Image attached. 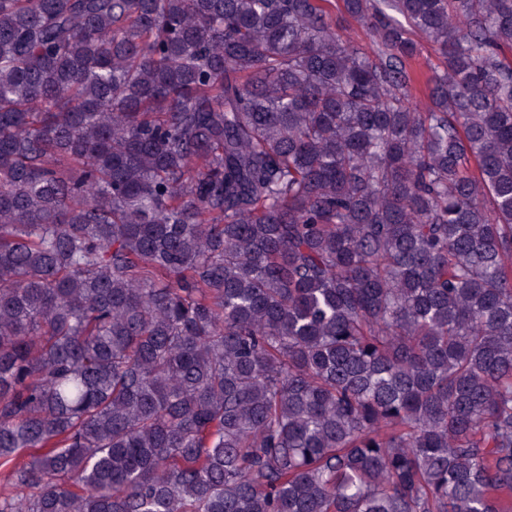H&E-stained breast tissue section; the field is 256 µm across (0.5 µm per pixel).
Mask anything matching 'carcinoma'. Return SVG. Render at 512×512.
<instances>
[{
  "label": "carcinoma",
  "instance_id": "obj_1",
  "mask_svg": "<svg viewBox=\"0 0 512 512\" xmlns=\"http://www.w3.org/2000/svg\"><path fill=\"white\" fill-rule=\"evenodd\" d=\"M329 3L0 0V512H512V0ZM421 43L420 55L415 62V68L418 73V80L413 85L411 90L412 98L420 107H424L428 103V87L426 85V78L428 77L430 65L435 63V54L430 46L424 39H419Z\"/></svg>",
  "mask_w": 512,
  "mask_h": 512
}]
</instances>
